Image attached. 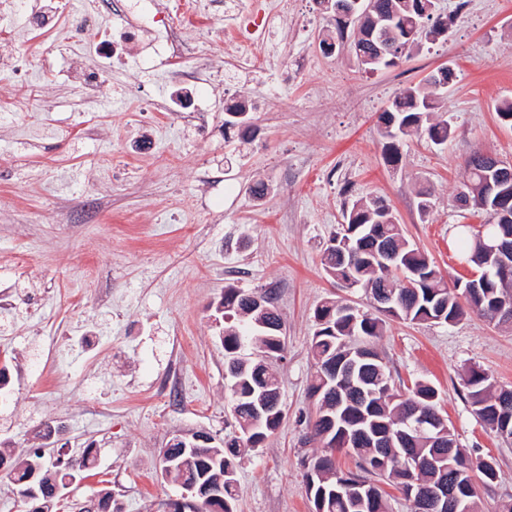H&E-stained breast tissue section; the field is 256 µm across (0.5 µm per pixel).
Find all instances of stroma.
Here are the masks:
<instances>
[{
    "instance_id": "1",
    "label": "stroma",
    "mask_w": 512,
    "mask_h": 512,
    "mask_svg": "<svg viewBox=\"0 0 512 512\" xmlns=\"http://www.w3.org/2000/svg\"><path fill=\"white\" fill-rule=\"evenodd\" d=\"M224 4L212 2L213 27L193 26L185 61L201 78L202 127L147 111L168 92L148 40L125 44V61L104 72L111 93L92 103L73 77L97 64L83 46L48 53L20 27L8 48L27 77L22 100L0 99V295L12 301L0 313V442L16 461L39 451L65 462L93 446L96 474L74 497L107 491L122 512H160L174 495L157 470L173 435L237 430L215 312L228 285L272 294L285 347L284 417L243 453L237 512H311L303 462L322 450L310 437L314 313L331 299L373 309L323 270L328 239L356 200L378 196L446 278L464 277L456 227L481 222L454 201L467 159L482 150L512 163V126L495 111L512 100V0H437L447 36L374 73L350 48L321 53L332 25L314 0H292L280 38L225 68L235 17ZM446 65L456 78L439 89L437 116L451 138H411L387 164L380 112ZM231 93L266 104L251 141L224 137ZM259 180L261 199L250 191ZM375 346L397 391L432 385L457 442L495 463L499 478L478 486L476 503L500 512L512 443L475 416L463 378L477 368L512 386V330L475 314L452 325L389 317Z\"/></svg>"
}]
</instances>
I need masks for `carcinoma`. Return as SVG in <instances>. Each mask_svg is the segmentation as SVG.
Masks as SVG:
<instances>
[{"mask_svg":"<svg viewBox=\"0 0 512 512\" xmlns=\"http://www.w3.org/2000/svg\"><path fill=\"white\" fill-rule=\"evenodd\" d=\"M341 0H316L320 10L335 22V38L350 42L358 64L375 72L398 66L391 54L378 51V31L372 19L393 17L396 39L400 43L420 45L421 37L436 38L440 29H448V18L436 13V0H360L351 21L338 16L334 5ZM437 83L406 88L379 115L386 139L384 157L396 165L402 159L400 139L411 133L424 136L435 145H444L451 135L448 121H433ZM249 122V113L233 107L224 113V129H235ZM468 179L460 186L469 190L471 204L485 214L484 235L512 244V203L488 192L489 185L512 183V165L504 161L493 166L488 156L476 152L467 162ZM341 231L329 239L322 255L326 274L345 284L360 288L370 296L390 295L397 307L392 317L412 323H455L466 311L479 314L497 327L512 329V316L500 314L502 299L512 296V276L501 275L496 256L484 251L476 240L478 232L468 224H459L458 239L464 244L463 260L479 272L478 278L457 279L448 283L428 255L414 247L405 237L391 210L383 201L359 200L346 212ZM266 306L261 312L252 308L251 297ZM224 321V356L238 365L230 390L239 434L227 437L222 445L213 438L204 442L178 441L162 449L176 466L162 474L179 486L195 487L197 496L176 506L173 512H235L239 496L235 471L240 450L262 443L280 425L277 417H261L255 396L280 400L276 373L267 360L282 356L280 343L283 323L265 293L244 288L226 287L220 300ZM318 329L311 349L316 370L310 395H318L322 411L313 424V436L323 451L305 461L306 491L313 512H388L382 490L366 477L385 475L414 501L431 485L446 482L474 512L475 486H485L498 478L496 466L474 459L458 445L446 421H439L428 435H401L408 430L406 421L416 410L437 406V390L419 382L407 393L393 390L384 359L375 347L382 334V320L353 309L343 301H328L317 308ZM256 351L253 359L241 355L244 346ZM467 398L474 414L503 439L512 440V388H497L486 373L472 369L465 382ZM366 434L344 439V433L359 430ZM348 441V449L359 459V471L343 472L332 460L333 441ZM421 462L420 468L413 463ZM92 449L83 450L75 459V469L47 465L44 456L35 452L11 466L13 484L25 490L36 489L46 512L59 501L57 488L85 479L95 471ZM37 480L31 481L33 470Z\"/></svg>","mask_w":512,"mask_h":512,"instance_id":"obj_1","label":"carcinoma"}]
</instances>
